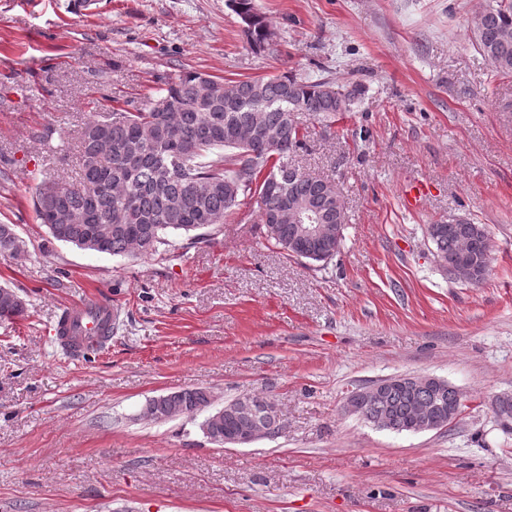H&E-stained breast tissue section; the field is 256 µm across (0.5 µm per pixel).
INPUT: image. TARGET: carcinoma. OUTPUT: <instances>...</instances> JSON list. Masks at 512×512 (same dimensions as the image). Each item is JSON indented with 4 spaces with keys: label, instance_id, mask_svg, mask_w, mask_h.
<instances>
[{
    "label": "carcinoma",
    "instance_id": "carcinoma-1",
    "mask_svg": "<svg viewBox=\"0 0 512 512\" xmlns=\"http://www.w3.org/2000/svg\"><path fill=\"white\" fill-rule=\"evenodd\" d=\"M251 47L259 51L270 37L265 18L252 0H234ZM473 45L495 71L512 74V0H492L474 19ZM218 94H202L203 85ZM364 95L362 86H336L327 80H299L288 74L267 79L230 80L184 72L157 95L131 109L98 112L80 127L77 144L79 185H56L67 209L84 216L80 224H58L36 192L38 219L53 239L112 256L147 257L178 233L190 244L199 230L216 227L257 197L259 220L268 240L287 256L328 264L341 242H312L282 214L306 204L324 223L345 220L336 187L304 180L300 168L281 164L303 144L301 119L332 120ZM427 234L442 270L467 252L477 273H487L491 245L482 224H430ZM23 242L13 224H0V255L18 257ZM14 291L0 287V320L24 316L25 303L7 300ZM383 398L370 403L360 419L401 433L414 431L419 406L457 410L448 390L421 386L413 378L387 379ZM210 406L204 388L177 391L175 410L188 416ZM249 414L224 415L210 438L224 445L250 424Z\"/></svg>",
    "mask_w": 512,
    "mask_h": 512
}]
</instances>
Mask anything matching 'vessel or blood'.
<instances>
[{"label":"vessel or blood","mask_w":512,"mask_h":512,"mask_svg":"<svg viewBox=\"0 0 512 512\" xmlns=\"http://www.w3.org/2000/svg\"><path fill=\"white\" fill-rule=\"evenodd\" d=\"M115 316L111 304L88 301L65 307L49 332L64 351L79 357L87 347L98 346L105 336L111 335Z\"/></svg>","instance_id":"obj_1"}]
</instances>
